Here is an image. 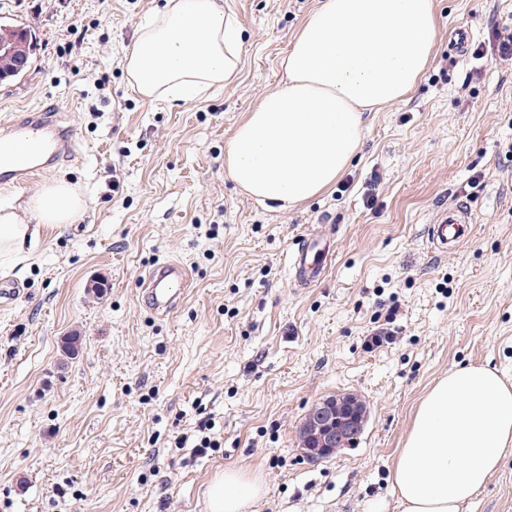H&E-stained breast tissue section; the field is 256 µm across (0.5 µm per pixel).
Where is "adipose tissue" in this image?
<instances>
[{
	"label": "adipose tissue",
	"instance_id": "1",
	"mask_svg": "<svg viewBox=\"0 0 512 512\" xmlns=\"http://www.w3.org/2000/svg\"><path fill=\"white\" fill-rule=\"evenodd\" d=\"M438 39L434 0H320L280 66L282 82L236 127L224 151L246 194L288 207L332 187L358 154L366 110L403 102ZM242 28L219 0H166L124 57L130 84L149 99L189 103L233 82ZM86 209L71 184L40 187L24 206H0V266L26 260L43 224H70ZM512 444V385L476 365L449 370L414 415L390 480L402 512H461ZM260 483L217 473L208 512H247Z\"/></svg>",
	"mask_w": 512,
	"mask_h": 512
}]
</instances>
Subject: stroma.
Segmentation results:
<instances>
[{"mask_svg":"<svg viewBox=\"0 0 512 512\" xmlns=\"http://www.w3.org/2000/svg\"><path fill=\"white\" fill-rule=\"evenodd\" d=\"M222 2L244 32L242 71L186 105L141 97L123 67L164 0H0V24L34 44L30 67L0 80V127L52 102L76 140L0 203L58 179L88 202L0 274L24 293L0 304V512H208L207 485L228 468L263 488L249 512H401L389 472L431 385L459 364L512 384V64L493 37L512 27V0H435L439 38L415 91L365 113L339 184L289 208L241 192L224 146L283 78L319 0ZM458 28L484 58L449 50ZM461 201L471 232L437 256L428 228ZM322 223L335 261L298 286L291 254ZM169 260L191 284L160 317L139 282ZM343 393L368 406L359 444L302 458L303 417ZM207 419L218 451L176 447ZM463 512H512V447Z\"/></svg>","mask_w":512,"mask_h":512,"instance_id":"stroma-1","label":"stroma"}]
</instances>
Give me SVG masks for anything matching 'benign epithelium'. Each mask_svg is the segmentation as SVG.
Returning <instances> with one entry per match:
<instances>
[{
    "label": "benign epithelium",
    "instance_id": "1",
    "mask_svg": "<svg viewBox=\"0 0 512 512\" xmlns=\"http://www.w3.org/2000/svg\"><path fill=\"white\" fill-rule=\"evenodd\" d=\"M24 36L26 32L22 30L17 37L0 39V68L4 73L16 75L27 67L29 56L19 47L20 38ZM346 401L356 403L351 395L345 394L323 400L306 414L301 426L304 436L300 448L302 456L319 461L330 451L337 452L358 444L363 424L354 416H341Z\"/></svg>",
    "mask_w": 512,
    "mask_h": 512
}]
</instances>
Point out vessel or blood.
Listing matches in <instances>:
<instances>
[{
	"instance_id": "1",
	"label": "vessel or blood",
	"mask_w": 512,
	"mask_h": 512,
	"mask_svg": "<svg viewBox=\"0 0 512 512\" xmlns=\"http://www.w3.org/2000/svg\"><path fill=\"white\" fill-rule=\"evenodd\" d=\"M74 137L69 128L59 125L53 108L29 109L15 115L12 123L0 132V185L18 186L48 170L50 165L71 156ZM44 153L41 165H30L29 159ZM472 215L468 207L455 204L443 209L435 224L429 227L433 250L447 253L455 250L469 234ZM336 251L332 230H321L303 236L292 255L297 282L312 285L324 278ZM190 282L188 270L178 262L167 261L146 273L140 292L141 302L155 315H168L184 299Z\"/></svg>"
}]
</instances>
